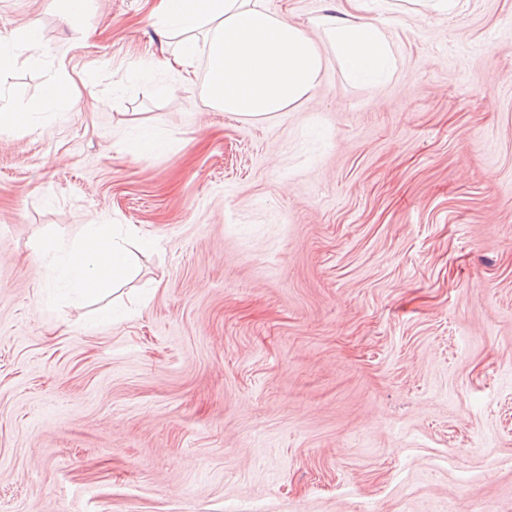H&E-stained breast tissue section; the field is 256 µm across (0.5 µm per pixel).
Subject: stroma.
<instances>
[{"label": "stroma", "mask_w": 512, "mask_h": 512, "mask_svg": "<svg viewBox=\"0 0 512 512\" xmlns=\"http://www.w3.org/2000/svg\"><path fill=\"white\" fill-rule=\"evenodd\" d=\"M344 2L265 0L327 64L252 121L146 69L155 0H0L10 102L78 90L0 132V512H512V0L377 14L376 82ZM88 222L159 242L116 323L57 280ZM343 16L323 15V27L336 57L359 80L381 76L389 64L390 47L383 30L371 20L354 22ZM75 97V88L67 80H58L49 83L42 96L40 109L42 112H52L64 101H71ZM161 141L156 137L155 133L145 127L126 142V150L135 157H147L162 149Z\"/></svg>", "instance_id": "35a3bbf8"}]
</instances>
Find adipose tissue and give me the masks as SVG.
I'll use <instances>...</instances> for the list:
<instances>
[{"label":"adipose tissue","mask_w":512,"mask_h":512,"mask_svg":"<svg viewBox=\"0 0 512 512\" xmlns=\"http://www.w3.org/2000/svg\"><path fill=\"white\" fill-rule=\"evenodd\" d=\"M163 41L174 50L163 67L181 77L193 72L198 52L207 59L203 100L211 108L250 119H268L306 98L325 67L315 41L264 0H157L153 11ZM320 24L337 58L359 80L381 76L390 47L372 21L325 15ZM106 227L81 225L59 269L64 289L99 297L114 292L132 267L128 240L147 251L155 240L128 226L123 237L104 244Z\"/></svg>","instance_id":"1"}]
</instances>
